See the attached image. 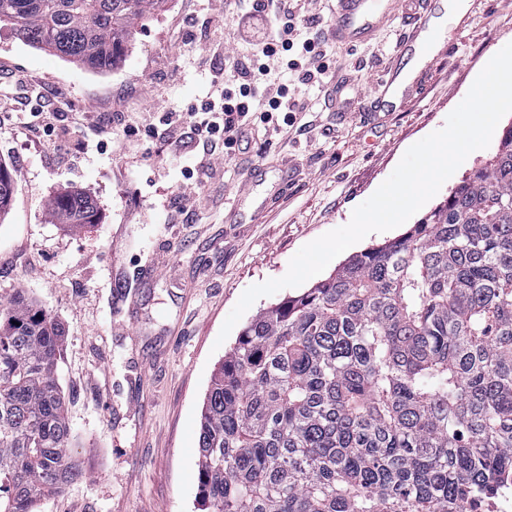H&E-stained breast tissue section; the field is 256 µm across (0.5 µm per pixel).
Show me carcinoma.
<instances>
[{
  "label": "carcinoma",
  "mask_w": 512,
  "mask_h": 512,
  "mask_svg": "<svg viewBox=\"0 0 512 512\" xmlns=\"http://www.w3.org/2000/svg\"><path fill=\"white\" fill-rule=\"evenodd\" d=\"M163 0H0V26L112 69ZM13 195L0 163V218ZM56 224L97 220L49 199ZM62 326L0 303V512H38L83 472L56 380ZM200 512H465L512 474V125L404 234L259 310L216 367L198 436Z\"/></svg>",
  "instance_id": "obj_1"
}]
</instances>
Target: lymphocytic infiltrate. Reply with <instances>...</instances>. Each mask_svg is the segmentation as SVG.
<instances>
[{
	"mask_svg": "<svg viewBox=\"0 0 512 512\" xmlns=\"http://www.w3.org/2000/svg\"><path fill=\"white\" fill-rule=\"evenodd\" d=\"M312 19L296 11V0H248L237 16L239 39L247 61L237 70L239 84L230 87L223 71H215L210 81L211 93L199 111L170 121L175 135L191 133L209 143L232 147L242 138L250 113L293 112L299 109L287 85L280 83L275 71L284 53L298 51L290 66L302 84H322L328 67L321 40L303 37Z\"/></svg>",
	"mask_w": 512,
	"mask_h": 512,
	"instance_id": "1",
	"label": "lymphocytic infiltrate"
}]
</instances>
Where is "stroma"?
<instances>
[{"label": "stroma", "instance_id": "1", "mask_svg": "<svg viewBox=\"0 0 512 512\" xmlns=\"http://www.w3.org/2000/svg\"><path fill=\"white\" fill-rule=\"evenodd\" d=\"M385 0L386 22L364 42L331 36L328 0H311L316 33L331 51L324 86L292 83L305 108L286 131L246 150L174 143L168 113L210 92L209 17L224 15L232 78L243 50L238 0H164L117 65L95 73L29 47L0 28V162L14 180L0 221V302L24 289L64 329L57 367L73 451L83 475L43 500L40 512H199L197 441L212 373L236 337L218 335L241 294L279 278L305 244L347 224L407 149L441 129L476 77L512 43V0ZM433 41L412 38L417 18ZM413 68L406 96L377 90L391 68ZM58 108L62 148L19 134L11 112ZM136 113L127 135L116 113ZM114 148L101 152L97 144ZM210 167L199 202L171 200L185 169ZM75 190L96 223H53L46 202Z\"/></svg>", "mask_w": 512, "mask_h": 512}]
</instances>
